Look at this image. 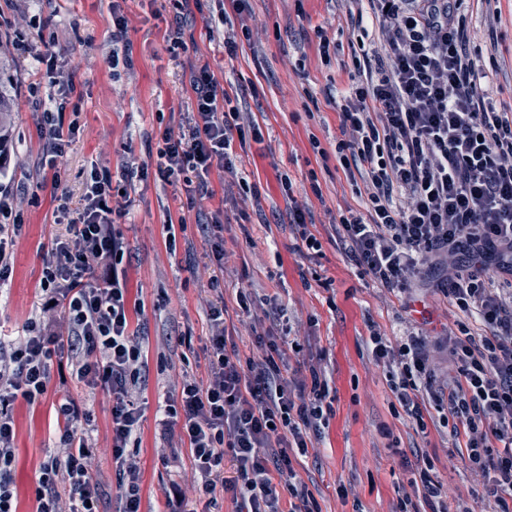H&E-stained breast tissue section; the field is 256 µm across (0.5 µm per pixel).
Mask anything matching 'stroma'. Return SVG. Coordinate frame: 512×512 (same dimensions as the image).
Instances as JSON below:
<instances>
[{
    "label": "stroma",
    "instance_id": "1",
    "mask_svg": "<svg viewBox=\"0 0 512 512\" xmlns=\"http://www.w3.org/2000/svg\"><path fill=\"white\" fill-rule=\"evenodd\" d=\"M128 19L131 61L112 63V7ZM351 0H249L244 23L250 39L241 40L236 57L224 53V30L207 15L232 10V0H204L186 28L185 48L172 49L166 30L173 17L169 0H0V84L17 100L8 162L0 179L25 184L13 197L23 224L11 253L13 275L0 286V333H21L40 303L43 257L52 239L63 233L67 211L82 204L85 174L108 171L120 181L129 160L156 165L164 127L178 126L195 107L189 78L192 68L209 66L224 80L231 108L242 125L258 123L262 143L243 157L250 192L224 193V173L213 170L208 195L188 207L184 184L171 185L157 172L135 183V203L125 221L122 267L128 288L130 328L145 338L147 386L141 421V512H166L163 486L178 483L187 490L191 512H230L232 504H208L192 488L187 449L168 466L157 455L156 410L171 393L176 374L204 378L203 348L208 341L206 300L223 294L235 326L231 344L252 347L250 324L258 302L275 299L283 310L281 327L301 344V356L325 367L335 390L334 415L323 437L299 458V480L319 501L323 512H392L399 497L414 495V474L400 463L417 449L434 462V480L448 487L449 505L465 502L483 512L484 479L471 469L464 452L453 449L445 428L417 432L395 418L393 396L382 367L366 348L370 326L389 337L401 336L406 315L393 294L362 277L336 245L333 225L346 207L358 206V172L344 171L331 152L340 135V95L353 73L354 32ZM462 11L470 31V50L482 63H495L491 88L500 110H512V0H465ZM29 43L25 53L13 48L16 32ZM330 41V61H322L319 38ZM63 51L58 67L69 73L79 97L76 108L55 113V121L77 123L79 134L61 169L68 188L67 211H60L51 189L52 174L40 161L45 139L34 115L56 93L53 77L37 55L46 39ZM318 138L329 150L317 155L310 143ZM317 176L323 195L310 193ZM290 178L298 204L308 209L312 231L321 243L316 261L303 260L301 240L290 222L289 198L282 188ZM223 211L224 240L234 254L217 285L198 278L209 247L200 227L204 217ZM178 227L168 241L166 224ZM252 293L250 310L236 301L237 291ZM416 310H427L431 330L441 334L463 317L444 295L417 287ZM87 402L94 413L101 446L95 472L101 489L100 512H119L117 479L108 448L112 399L99 392L86 396L75 385L51 381L42 402L17 400L13 414L17 438L15 484L18 512H36L35 488L40 465L58 441L54 406L63 395ZM388 426L392 438L383 437Z\"/></svg>",
    "mask_w": 512,
    "mask_h": 512
}]
</instances>
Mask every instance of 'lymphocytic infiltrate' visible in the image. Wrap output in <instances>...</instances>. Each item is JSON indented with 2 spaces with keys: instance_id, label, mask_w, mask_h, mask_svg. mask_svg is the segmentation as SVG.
Returning <instances> with one entry per match:
<instances>
[{
  "instance_id": "1",
  "label": "lymphocytic infiltrate",
  "mask_w": 512,
  "mask_h": 512,
  "mask_svg": "<svg viewBox=\"0 0 512 512\" xmlns=\"http://www.w3.org/2000/svg\"><path fill=\"white\" fill-rule=\"evenodd\" d=\"M353 2L351 23L373 46L353 60L335 153L343 169L358 170L365 195L360 208L340 214L337 240L361 276L398 297L444 267L449 275L435 286L466 316L445 337H430L417 321L394 341L371 328L368 349L403 421L425 431L424 414L435 409L453 447L465 448L484 475L490 512H512V304L479 275L512 274V113L498 111L467 47L463 0ZM190 87L195 109L178 129L163 130L159 172L172 184L194 176L202 195L215 168L247 188L239 152L261 142L259 124L241 125L237 110H225L229 94L208 67L193 71ZM69 103L65 83L51 110L36 115L47 141L43 165L52 170L78 132L53 118ZM148 176L147 165L132 161L117 183L90 170L81 208L45 255L38 314L21 335L0 337V512H16L13 404L39 402L56 370L69 371L87 394L111 397L122 512H141L146 362L142 338L129 329L121 268L116 220L126 209L112 201ZM12 199L0 186V285L12 275L9 248L22 232ZM226 314L224 299L209 302L206 374L176 375L157 423L158 454L188 449L196 490L229 496L236 512H322L297 483L293 462L329 426V381L299 359L297 340L270 331L255 333L248 356L228 348ZM57 420L58 446L40 465L37 512H100L94 416L67 397Z\"/></svg>"
}]
</instances>
